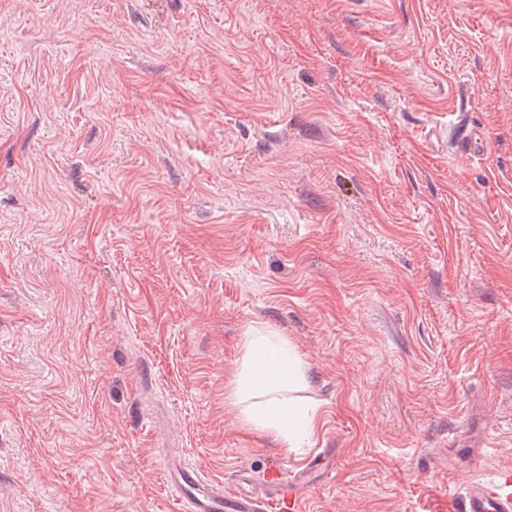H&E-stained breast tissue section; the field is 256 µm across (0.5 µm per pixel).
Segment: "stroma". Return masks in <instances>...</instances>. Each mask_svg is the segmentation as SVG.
<instances>
[{"label":"stroma","instance_id":"1","mask_svg":"<svg viewBox=\"0 0 512 512\" xmlns=\"http://www.w3.org/2000/svg\"><path fill=\"white\" fill-rule=\"evenodd\" d=\"M261 327L316 410L289 453L224 402ZM322 448L306 512L512 468V0H0V512Z\"/></svg>","mask_w":512,"mask_h":512}]
</instances>
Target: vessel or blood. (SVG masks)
<instances>
[{"instance_id": "1", "label": "vessel or blood", "mask_w": 512, "mask_h": 512, "mask_svg": "<svg viewBox=\"0 0 512 512\" xmlns=\"http://www.w3.org/2000/svg\"><path fill=\"white\" fill-rule=\"evenodd\" d=\"M333 455V449H323L310 455L304 468L262 482L241 472L231 490L207 481L198 468L177 457L167 459L166 477L185 512H303L314 475L327 470ZM421 512H512V470L473 481L463 494L431 499Z\"/></svg>"}]
</instances>
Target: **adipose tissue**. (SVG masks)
<instances>
[{
    "label": "adipose tissue",
    "instance_id": "1",
    "mask_svg": "<svg viewBox=\"0 0 512 512\" xmlns=\"http://www.w3.org/2000/svg\"><path fill=\"white\" fill-rule=\"evenodd\" d=\"M305 382L303 363L287 337L252 330L243 339V355L225 399L237 409L244 427L288 452L315 430L307 407L291 396Z\"/></svg>",
    "mask_w": 512,
    "mask_h": 512
}]
</instances>
